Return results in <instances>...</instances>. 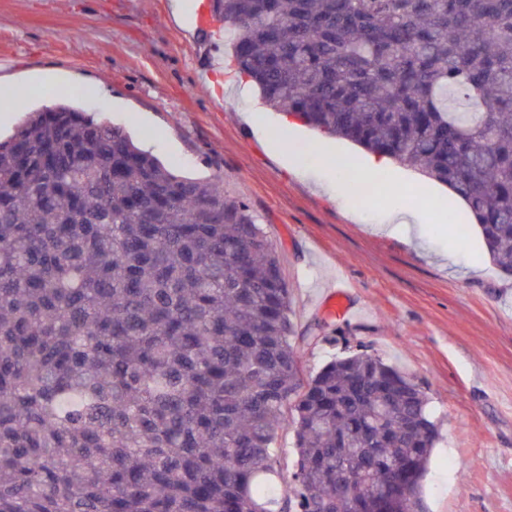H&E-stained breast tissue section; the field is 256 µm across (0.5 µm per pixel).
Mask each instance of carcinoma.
<instances>
[{
  "label": "carcinoma",
  "instance_id": "carcinoma-1",
  "mask_svg": "<svg viewBox=\"0 0 512 512\" xmlns=\"http://www.w3.org/2000/svg\"><path fill=\"white\" fill-rule=\"evenodd\" d=\"M278 112L444 184L512 277V0H210ZM220 181L60 101L0 140V512H419L439 437L378 356L306 380ZM293 486L276 497L286 411Z\"/></svg>",
  "mask_w": 512,
  "mask_h": 512
}]
</instances>
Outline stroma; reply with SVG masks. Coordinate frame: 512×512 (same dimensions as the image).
<instances>
[{
	"mask_svg": "<svg viewBox=\"0 0 512 512\" xmlns=\"http://www.w3.org/2000/svg\"><path fill=\"white\" fill-rule=\"evenodd\" d=\"M195 0H0V91L13 98L8 137L27 112L82 91L80 105L123 127L164 163L223 181L276 249L302 340L305 375L354 353L383 358L426 395L439 428L420 494L422 512H512V278L486 255L477 226L392 231L377 197L331 194L314 159L287 163L267 144L281 115L249 86L203 91L211 59L189 17ZM351 283L353 316L332 341L307 338L325 318L324 288Z\"/></svg>",
	"mask_w": 512,
	"mask_h": 512,
	"instance_id": "1",
	"label": "stroma"
}]
</instances>
